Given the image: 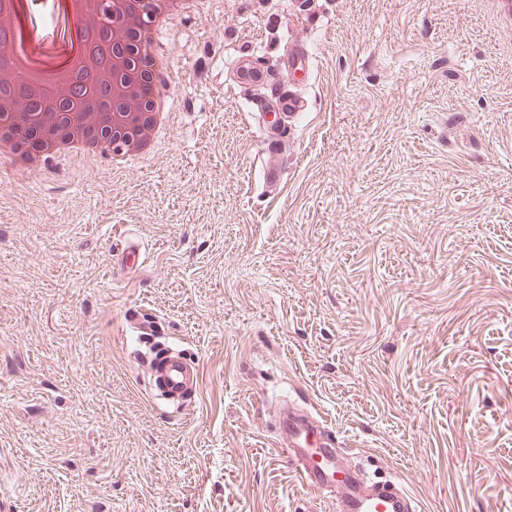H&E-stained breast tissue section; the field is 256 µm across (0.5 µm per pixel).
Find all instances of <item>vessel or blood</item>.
Wrapping results in <instances>:
<instances>
[{
    "instance_id": "1",
    "label": "vessel or blood",
    "mask_w": 512,
    "mask_h": 512,
    "mask_svg": "<svg viewBox=\"0 0 512 512\" xmlns=\"http://www.w3.org/2000/svg\"><path fill=\"white\" fill-rule=\"evenodd\" d=\"M232 66L235 85L258 87L268 82L267 73L250 57L237 56ZM150 365L153 395L174 402L196 392L199 368L180 352L153 354ZM275 421L277 445L288 464L305 487L333 495L335 512H419L415 497L398 483L368 480L352 466L323 418L290 407L277 412Z\"/></svg>"
}]
</instances>
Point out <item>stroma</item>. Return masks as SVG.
<instances>
[{
	"instance_id": "stroma-1",
	"label": "stroma",
	"mask_w": 512,
	"mask_h": 512,
	"mask_svg": "<svg viewBox=\"0 0 512 512\" xmlns=\"http://www.w3.org/2000/svg\"><path fill=\"white\" fill-rule=\"evenodd\" d=\"M157 41L175 116L149 158L0 162V512H333L274 445L282 398L422 512H512V28L493 0H203ZM240 53L272 87L233 86ZM291 88L308 110L266 154L254 106ZM160 343L200 367L184 410L145 390Z\"/></svg>"
}]
</instances>
